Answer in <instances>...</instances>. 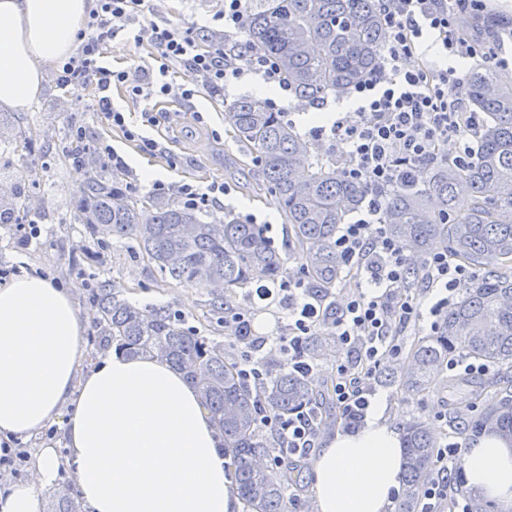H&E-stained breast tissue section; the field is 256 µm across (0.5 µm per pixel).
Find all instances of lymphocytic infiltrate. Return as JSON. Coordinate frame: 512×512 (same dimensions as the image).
Segmentation results:
<instances>
[{
    "instance_id": "f902f5d3",
    "label": "lymphocytic infiltrate",
    "mask_w": 512,
    "mask_h": 512,
    "mask_svg": "<svg viewBox=\"0 0 512 512\" xmlns=\"http://www.w3.org/2000/svg\"><path fill=\"white\" fill-rule=\"evenodd\" d=\"M145 0H95L85 28L79 33L78 52L58 67L61 88L87 84L98 90L96 109L127 137L139 141L144 152L162 151L142 129L155 125L153 112L140 122L128 120L112 104L110 89L125 86L133 97L151 100L178 92L184 102L198 93L223 94L228 83L246 72L262 73L267 82L281 84L277 60L249 46L236 43L245 30L247 0H224V9L211 27L183 28L171 23L141 25ZM486 0H379L386 32L385 56L379 69L353 88L360 105L345 113L331 127L312 128L313 138L328 142L347 159L346 173L367 189L368 203L351 224L339 225L334 248L347 276L357 279L355 291L344 295L313 294L304 280L282 281L278 289H257L259 298L283 295L287 301L288 331L269 338L252 332V317L242 309L224 314V324L241 349L240 373L263 383L262 367L275 354L289 371L311 376L315 364L309 344L322 329H330L342 355L332 379L331 399L345 428L354 429L371 409L374 384L387 364L402 353L400 338L423 317L440 322L448 313L455 292L469 280L468 271L449 262L447 253L435 252L421 263L427 284L424 294L407 290L411 263L381 222L388 192L412 179L417 169L437 162L467 163L475 156L473 139L478 126L465 97L458 90L456 71L418 66L403 67V60L418 53L426 36H433L444 56L498 60L495 46L460 36L458 24L466 14H479ZM136 26L134 43L150 41L158 66L135 65L116 70L102 51L117 31L115 21ZM183 69L186 81L173 85L170 76ZM455 142V154L444 147ZM262 430L270 432L291 454H308L316 435L310 410L287 415H261ZM463 448L449 442L435 450L432 477L424 485L419 512H466L452 493L459 475Z\"/></svg>"
}]
</instances>
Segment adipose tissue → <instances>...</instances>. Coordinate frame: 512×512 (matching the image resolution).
Masks as SVG:
<instances>
[{
	"label": "adipose tissue",
	"instance_id": "obj_1",
	"mask_svg": "<svg viewBox=\"0 0 512 512\" xmlns=\"http://www.w3.org/2000/svg\"><path fill=\"white\" fill-rule=\"evenodd\" d=\"M93 0H0V106L27 110L48 64L70 56ZM91 314L52 277L0 285V457L65 419L67 455L36 449L25 480L0 486V512H44L43 489L71 471L82 512H239L224 437L195 386L165 361L110 348L87 365ZM403 443L374 412L328 437L312 461L316 512H391ZM468 482L512 507V440L467 453Z\"/></svg>",
	"mask_w": 512,
	"mask_h": 512
}]
</instances>
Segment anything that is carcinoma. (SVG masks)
I'll list each match as a JSON object with an SVG mask.
<instances>
[{"instance_id":"cac0c4a2","label":"carcinoma","mask_w":512,"mask_h":512,"mask_svg":"<svg viewBox=\"0 0 512 512\" xmlns=\"http://www.w3.org/2000/svg\"><path fill=\"white\" fill-rule=\"evenodd\" d=\"M246 32L253 49L277 59L288 92L301 105L318 109L330 98L348 96L379 68L386 39L377 0H259L248 9ZM459 87L481 117L475 161L461 168L436 164L424 183L399 184L387 194L382 213L388 234L415 252L427 256L445 250L482 272L448 310L437 333L411 350L412 370L404 385L414 390L435 380L459 351L502 371L512 368V83L489 69H473L461 74ZM226 117L280 197L288 248L304 259L309 287H334L336 229L363 206L366 188L349 179L345 168L314 155L284 113L271 111L264 101L239 98L226 106ZM68 157L89 178L80 207L83 223L99 238L135 242L164 278L201 288L222 285L227 294L218 300L224 305L236 289L283 273L284 258L266 241L261 225L229 216L205 221L199 209L162 197L144 207L128 195L119 175L106 178L104 162L84 147ZM462 193L470 205L459 211L455 200ZM95 298L100 335L129 355L152 354L168 362L196 387L231 450L246 512H286L296 488L288 463L269 469L258 466L256 457L273 450L286 459L288 449L275 447L258 420L263 411L284 415L306 405L322 424L307 379L282 372L258 391L227 361L224 345L184 327L169 310L138 308L109 280L98 283ZM468 428L512 436V398L480 414ZM434 441L423 423L407 424L404 512L416 508L433 472ZM455 493L467 500L469 512H488L487 503L467 494L466 478L455 484Z\"/></svg>"}]
</instances>
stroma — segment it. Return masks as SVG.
<instances>
[{"label": "stroma", "mask_w": 512, "mask_h": 512, "mask_svg": "<svg viewBox=\"0 0 512 512\" xmlns=\"http://www.w3.org/2000/svg\"><path fill=\"white\" fill-rule=\"evenodd\" d=\"M224 0H147L142 24L164 18L178 26H207ZM56 65L46 68L42 95L27 111L11 112L9 121L0 123V191L5 196L22 192L37 211L41 235L27 249H19L13 228L0 224V271L22 268L23 272L52 274L72 288L80 308H95L94 285L102 280L118 285L128 301L146 298L147 308H165L183 320L186 328L223 343L229 361H236V346L227 337L224 314L213 307L216 297L208 288H196L162 279L151 265L138 256L132 242L120 239L102 241L81 224L80 205L86 196L84 176L65 159L64 152L75 139L77 128H85L90 139L111 144L129 165L121 178L136 199L153 196V181L168 187V199L179 200L176 188L190 183L207 186L225 184L228 195L201 207L204 220L230 214L244 218L251 214L271 224L269 236L274 246L284 250V274L304 276L298 254L288 249V229L283 222L278 198L271 193L247 147L234 139L225 118L226 106L244 96L258 97L264 80L252 73L230 84L223 97H196L186 104L174 96L153 102L163 119L148 134L162 142L164 152L148 154L138 142L127 140L94 112L97 92L85 86L72 93L63 92L57 82ZM26 133L17 139L16 130ZM233 305L250 311L253 330L259 336H274L286 324L279 297L261 300L252 297L250 288L237 289ZM429 321L409 328L402 338L406 349L390 362L376 385L377 398L383 399L384 415L396 426L410 420L424 422L437 444L453 438L464 448H472L473 437L459 429L480 412L495 407L505 396L504 385L495 383V371L472 375L449 395L442 384L412 391L403 380L410 370L409 347L430 336Z\"/></svg>", "instance_id": "obj_1"}]
</instances>
